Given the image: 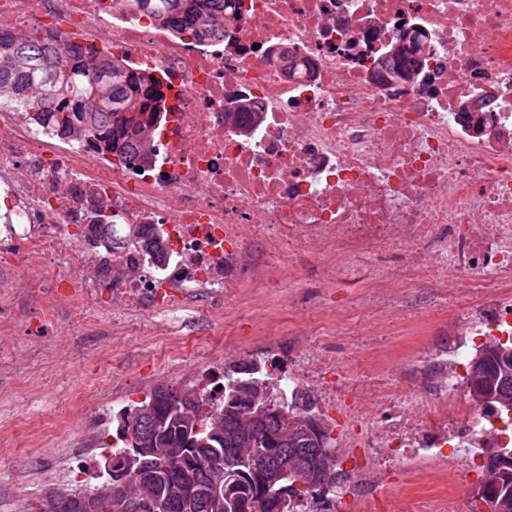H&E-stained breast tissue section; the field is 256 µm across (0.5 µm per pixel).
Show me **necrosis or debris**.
Returning a JSON list of instances; mask_svg holds the SVG:
<instances>
[{
  "label": "necrosis or debris",
  "instance_id": "necrosis-or-debris-1",
  "mask_svg": "<svg viewBox=\"0 0 512 512\" xmlns=\"http://www.w3.org/2000/svg\"><path fill=\"white\" fill-rule=\"evenodd\" d=\"M214 27L180 37L119 0H0V33L122 60L166 93L139 172L0 102V262L31 252L44 268L15 291L84 298L90 318L107 296L113 335L137 322L176 352L200 318L248 320L266 355L267 309L311 271L318 321L291 328L277 377L301 409L341 418L357 472L302 512H372L425 470L462 483L464 463L512 446V419L462 395L472 356L512 335V0H242ZM415 28L422 66L402 79L393 48ZM74 224L162 225L167 262L101 251ZM358 275L367 289L340 302ZM353 307L356 371L334 344ZM431 311L448 341L385 360Z\"/></svg>",
  "mask_w": 512,
  "mask_h": 512
}]
</instances>
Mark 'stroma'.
I'll return each mask as SVG.
<instances>
[{"instance_id":"obj_1","label":"stroma","mask_w":512,"mask_h":512,"mask_svg":"<svg viewBox=\"0 0 512 512\" xmlns=\"http://www.w3.org/2000/svg\"><path fill=\"white\" fill-rule=\"evenodd\" d=\"M319 290L314 282L301 288H282L276 314L282 332L277 342L287 348L286 334L297 315L313 306ZM12 326L1 339L16 358L10 371L0 373V439L13 448L0 459V512H40L53 486L44 484L46 472L70 464V482L79 490L93 488L101 444L111 442L116 412L136 406L161 386L215 390L224 380V368L238 361L236 351H225L221 361L210 360L202 339L189 341L179 359L167 356L158 338L132 337L122 351H112L105 331L111 314L98 324L82 323L83 308L74 302L54 307L42 294L10 298ZM448 316L425 317L414 334L398 337L390 358L405 360L426 345L440 341ZM40 372L42 382L29 388L27 378ZM103 391L98 403L85 404L82 419L70 427L61 415L83 391ZM94 432L99 445L83 446L86 432ZM444 488L435 472L423 474L415 494L383 492L375 512H411L414 500H427Z\"/></svg>"}]
</instances>
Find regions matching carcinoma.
Segmentation results:
<instances>
[{"instance_id":"obj_1","label":"carcinoma","mask_w":512,"mask_h":512,"mask_svg":"<svg viewBox=\"0 0 512 512\" xmlns=\"http://www.w3.org/2000/svg\"><path fill=\"white\" fill-rule=\"evenodd\" d=\"M181 36L199 35L212 27L216 12L234 15L240 0H123ZM152 74L134 72L114 60L71 53L38 36L0 37V94L12 103L36 110L43 123L67 135L93 138L97 149L112 151L128 164L142 165L149 146L135 137L145 127L130 119L145 104L147 94L160 88ZM93 224L104 248L130 244L153 259L164 257V231L144 224ZM479 369L491 389L481 404L502 414L512 406V338L479 352L470 369ZM222 395L215 408L209 397L187 403L181 390L159 387L133 408L118 413L112 447L103 453L116 460L134 448H161L145 454L141 466L159 487L172 491V512H294V500L320 492L336 481V468L325 470L321 485L304 478L288 480L280 491L281 504L263 503L270 476L293 462L315 460L322 438L334 442L330 427L316 414L293 411L284 423L278 412L283 398L278 380L257 361L236 362L224 368ZM488 480L483 483L486 512H512V448L486 456ZM221 492L204 497L209 482Z\"/></svg>"}]
</instances>
